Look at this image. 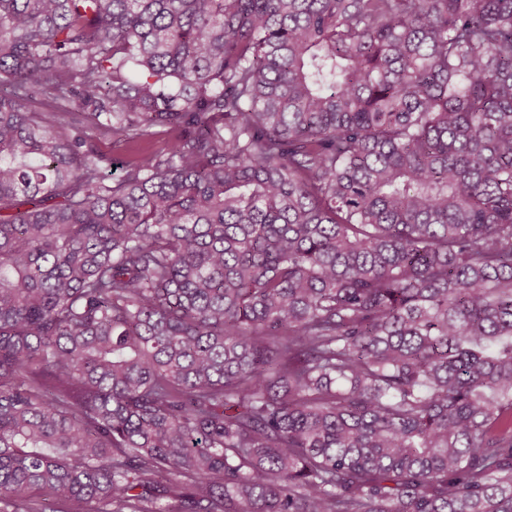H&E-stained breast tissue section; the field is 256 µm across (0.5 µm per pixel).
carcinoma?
I'll use <instances>...</instances> for the list:
<instances>
[{
  "label": "carcinoma",
  "mask_w": 512,
  "mask_h": 512,
  "mask_svg": "<svg viewBox=\"0 0 512 512\" xmlns=\"http://www.w3.org/2000/svg\"><path fill=\"white\" fill-rule=\"evenodd\" d=\"M34 490L512 512V0H0V512Z\"/></svg>",
  "instance_id": "1"
}]
</instances>
